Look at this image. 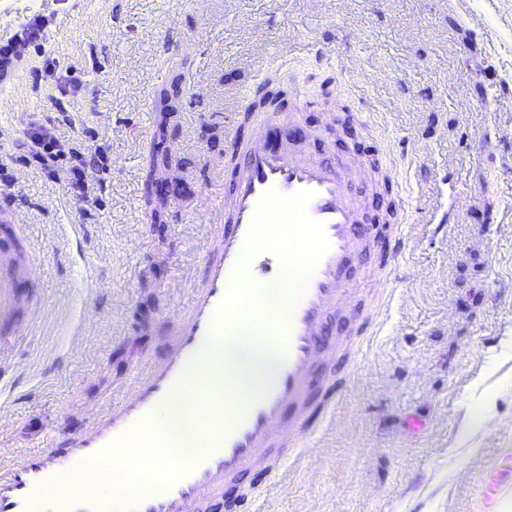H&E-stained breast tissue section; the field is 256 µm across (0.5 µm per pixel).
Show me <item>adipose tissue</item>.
Returning <instances> with one entry per match:
<instances>
[{
  "label": "adipose tissue",
  "instance_id": "adipose-tissue-1",
  "mask_svg": "<svg viewBox=\"0 0 512 512\" xmlns=\"http://www.w3.org/2000/svg\"><path fill=\"white\" fill-rule=\"evenodd\" d=\"M217 352L218 363L237 370L244 391H256L272 373V354L256 335L245 332L225 337Z\"/></svg>",
  "mask_w": 512,
  "mask_h": 512
}]
</instances>
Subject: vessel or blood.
<instances>
[{
	"label": "vessel or blood",
	"instance_id": "obj_1",
	"mask_svg": "<svg viewBox=\"0 0 512 512\" xmlns=\"http://www.w3.org/2000/svg\"><path fill=\"white\" fill-rule=\"evenodd\" d=\"M269 132L270 117L262 112L248 136L235 128L226 136L235 176L224 187V233L161 361L136 380L102 426L70 446L30 452L0 479V512H197L203 497H229L232 483L265 468L272 454L305 447L314 416L335 408L342 387L331 359L346 341L330 340V317L356 303L349 269L382 235L378 225L359 223L352 187L375 179L377 167L365 159L337 164L309 155L272 142ZM264 223L287 225V239L258 244ZM406 247L400 238L390 249L380 267L385 281L404 279L399 260ZM273 288L284 293L278 309L248 310L246 299ZM247 322L274 350L276 365L240 406L236 375L225 372L223 388H216L208 353ZM179 399L196 430L194 449L155 445L151 465L140 470L126 456L127 446ZM105 460L142 476L143 487L116 491L108 502L80 490L62 492L77 472ZM508 491L512 452L501 453L480 477L484 512H498Z\"/></svg>",
	"mask_w": 512,
	"mask_h": 512
}]
</instances>
